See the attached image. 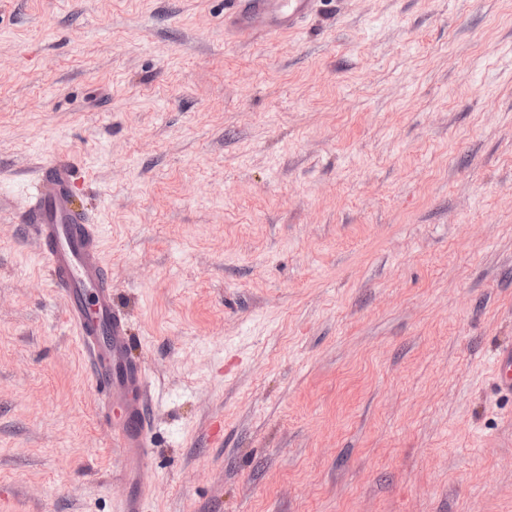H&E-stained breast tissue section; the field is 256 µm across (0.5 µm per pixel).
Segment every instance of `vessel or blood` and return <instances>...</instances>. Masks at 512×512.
I'll return each instance as SVG.
<instances>
[{
  "mask_svg": "<svg viewBox=\"0 0 512 512\" xmlns=\"http://www.w3.org/2000/svg\"><path fill=\"white\" fill-rule=\"evenodd\" d=\"M232 29L250 34L259 30L295 29L312 12L317 0H235ZM76 168L65 159L46 164L28 187L30 203L23 213L31 224L52 285L66 301V314L104 401L122 396L125 424L114 439L125 461L143 460L149 453L146 420L148 376L126 355L128 330L112 309V284L102 264L99 227L76 209L72 190ZM493 367L502 388L512 392V347L497 350Z\"/></svg>",
  "mask_w": 512,
  "mask_h": 512,
  "instance_id": "vessel-or-blood-1",
  "label": "vessel or blood"
}]
</instances>
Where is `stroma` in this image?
<instances>
[{"label":"stroma","mask_w":512,"mask_h":512,"mask_svg":"<svg viewBox=\"0 0 512 512\" xmlns=\"http://www.w3.org/2000/svg\"><path fill=\"white\" fill-rule=\"evenodd\" d=\"M0 0V512H512V0ZM78 166L126 477L22 221ZM318 0H235L231 28L245 34L295 29L298 20L312 12ZM493 367L499 380V386L512 392V346L497 350L493 358Z\"/></svg>","instance_id":"stroma-1"}]
</instances>
